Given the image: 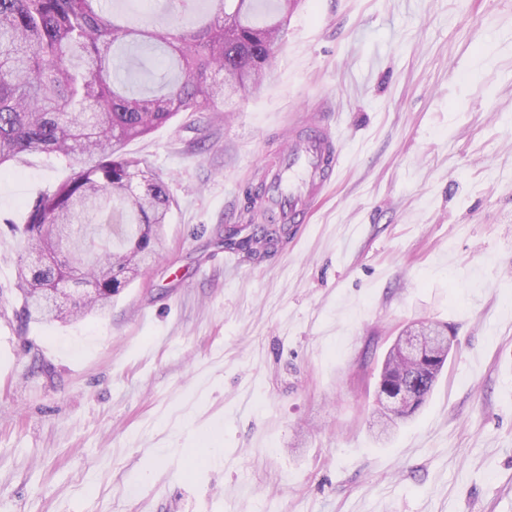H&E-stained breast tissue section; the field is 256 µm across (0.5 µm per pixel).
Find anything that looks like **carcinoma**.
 Here are the masks:
<instances>
[{
	"mask_svg": "<svg viewBox=\"0 0 512 512\" xmlns=\"http://www.w3.org/2000/svg\"><path fill=\"white\" fill-rule=\"evenodd\" d=\"M206 2L203 13L201 0H166V19L150 25L117 18L107 0H0V168L34 153L73 167L12 227L40 255L18 270L25 319L67 323L103 310L128 265L163 248L167 185L123 152L126 142L183 112L216 111L228 87L242 99L260 93L299 0ZM287 235L283 225H233L224 248L262 260ZM60 282L79 294L47 315L40 289ZM449 353H387L379 383L416 400L398 412L378 402V439L426 402Z\"/></svg>",
	"mask_w": 512,
	"mask_h": 512,
	"instance_id": "1",
	"label": "carcinoma"
}]
</instances>
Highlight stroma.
Here are the masks:
<instances>
[{"label":"stroma","instance_id":"1","mask_svg":"<svg viewBox=\"0 0 512 512\" xmlns=\"http://www.w3.org/2000/svg\"><path fill=\"white\" fill-rule=\"evenodd\" d=\"M345 131L271 257L224 228L301 107ZM167 183L161 257L100 312L23 322L0 223V512H512V0H302L264 90L129 141ZM29 155L0 214L65 179ZM453 351L375 440L377 363L415 320Z\"/></svg>","mask_w":512,"mask_h":512}]
</instances>
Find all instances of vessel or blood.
<instances>
[{
    "instance_id": "b4317fda",
    "label": "vessel or blood",
    "mask_w": 512,
    "mask_h": 512,
    "mask_svg": "<svg viewBox=\"0 0 512 512\" xmlns=\"http://www.w3.org/2000/svg\"><path fill=\"white\" fill-rule=\"evenodd\" d=\"M296 132L288 150L266 171L264 203L275 223H303L312 201L331 184L341 162L344 131L318 113Z\"/></svg>"
}]
</instances>
